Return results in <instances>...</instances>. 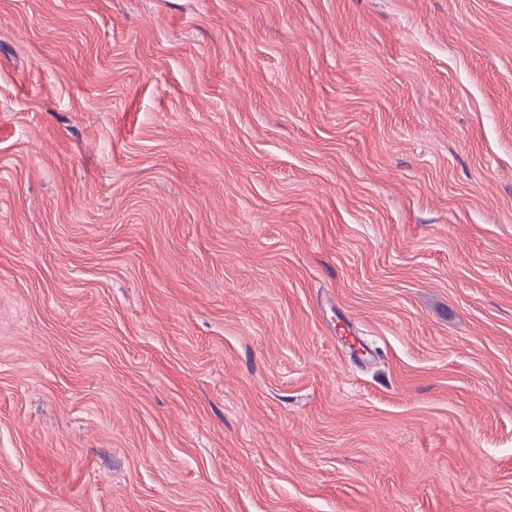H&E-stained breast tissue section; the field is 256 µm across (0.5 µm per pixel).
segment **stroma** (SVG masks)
<instances>
[{
	"label": "stroma",
	"mask_w": 512,
	"mask_h": 512,
	"mask_svg": "<svg viewBox=\"0 0 512 512\" xmlns=\"http://www.w3.org/2000/svg\"><path fill=\"white\" fill-rule=\"evenodd\" d=\"M0 512H512V0H0Z\"/></svg>",
	"instance_id": "1"
}]
</instances>
